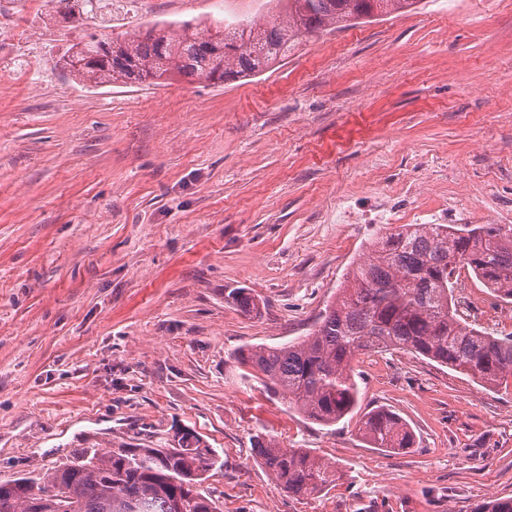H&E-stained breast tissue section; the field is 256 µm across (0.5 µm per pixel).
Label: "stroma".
<instances>
[{
	"label": "stroma",
	"mask_w": 512,
	"mask_h": 512,
	"mask_svg": "<svg viewBox=\"0 0 512 512\" xmlns=\"http://www.w3.org/2000/svg\"><path fill=\"white\" fill-rule=\"evenodd\" d=\"M32 18L28 65L0 49V481L83 448H160L190 428L222 461L221 512H475L512 497V384L487 390L402 350L354 364L361 408L415 448L307 420L233 353L306 335L385 234L376 193L512 217V0L419 9L303 37L229 83L91 86L64 56L88 33L269 20L263 0H115L110 27ZM244 288V315L224 301ZM338 462L317 497L284 492L251 438ZM224 301L245 315L257 314L259 311V304L255 297L244 288L225 290ZM358 432L372 448L384 451L415 448V437L407 424L384 408L365 413L359 421Z\"/></svg>",
	"instance_id": "35a3bbf8"
}]
</instances>
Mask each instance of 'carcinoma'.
<instances>
[{"label":"carcinoma","mask_w":512,"mask_h":512,"mask_svg":"<svg viewBox=\"0 0 512 512\" xmlns=\"http://www.w3.org/2000/svg\"><path fill=\"white\" fill-rule=\"evenodd\" d=\"M421 0H266L274 18L239 22L226 32L184 21L154 24L144 36L114 44L91 33L64 57L67 74L94 86L157 83L170 76L227 83L258 75L288 58L302 32L334 30L407 11ZM473 274L512 301L511 224H400L375 242L369 260L346 274L336 299L306 336L234 354L264 389L324 426L356 409L353 361L403 350L472 378L488 389L512 378V333L499 336L464 321L455 304L456 276ZM224 301L245 315L259 304L244 288ZM370 447H415L407 424L384 408L359 421ZM257 461L292 497L329 491L343 468L305 448H286L267 434L253 436ZM224 466L203 437L186 430L164 448H85L34 479L0 483V512H217L201 489L205 474ZM54 489L52 497L45 495Z\"/></svg>","instance_id":"1"}]
</instances>
